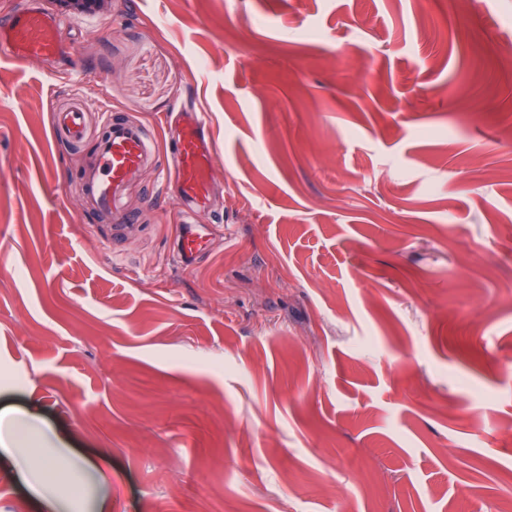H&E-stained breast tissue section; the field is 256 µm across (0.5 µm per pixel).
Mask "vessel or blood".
<instances>
[{
	"label": "vessel or blood",
	"mask_w": 512,
	"mask_h": 512,
	"mask_svg": "<svg viewBox=\"0 0 512 512\" xmlns=\"http://www.w3.org/2000/svg\"><path fill=\"white\" fill-rule=\"evenodd\" d=\"M61 29L59 18L45 12L37 0H28L24 7L0 17V52L19 62L68 58ZM165 122L174 126L176 139L172 163L159 168L161 185H177L182 199L206 205L214 166L213 147L203 135L206 115L188 104L166 115ZM93 124L100 135L95 158L82 176L84 194L97 211L114 222L131 223L124 206L125 190L143 166L157 160L156 142L143 125L118 113L105 110L91 116L88 104L82 100L58 108L53 128L56 135L76 146L84 141ZM200 247V234L187 231L177 241V256L181 262H190Z\"/></svg>",
	"instance_id": "1"
}]
</instances>
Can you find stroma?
I'll use <instances>...</instances> for the list:
<instances>
[{
    "label": "stroma",
    "mask_w": 512,
    "mask_h": 512,
    "mask_svg": "<svg viewBox=\"0 0 512 512\" xmlns=\"http://www.w3.org/2000/svg\"><path fill=\"white\" fill-rule=\"evenodd\" d=\"M71 69L0 58V410L106 468L72 512H496L512 482V0H112ZM173 140L114 232L54 140L69 94ZM164 122L169 128L175 125L176 148L172 163L159 166L161 183L151 194L173 182L182 199L204 206L210 201L214 166L213 147L203 135L206 114L194 104H188L177 113L166 115ZM201 235L189 230L182 234L177 241V256L182 263L192 261L201 248Z\"/></svg>",
    "instance_id": "obj_1"
}]
</instances>
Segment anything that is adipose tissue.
<instances>
[{
    "label": "adipose tissue",
    "instance_id": "adipose-tissue-1",
    "mask_svg": "<svg viewBox=\"0 0 512 512\" xmlns=\"http://www.w3.org/2000/svg\"><path fill=\"white\" fill-rule=\"evenodd\" d=\"M10 421V411L0 412V456L13 462L16 477L31 494L38 512H61L66 499L79 498L84 475L108 482L109 475L104 470L89 469L66 456L29 455L21 437L12 431Z\"/></svg>",
    "mask_w": 512,
    "mask_h": 512
}]
</instances>
